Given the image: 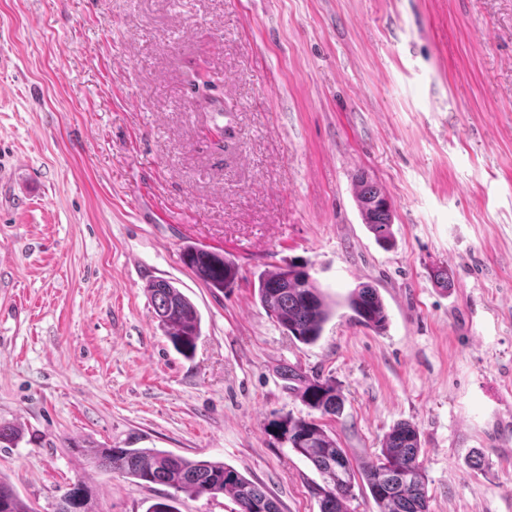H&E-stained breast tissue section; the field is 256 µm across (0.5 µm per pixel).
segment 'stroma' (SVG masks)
I'll return each instance as SVG.
<instances>
[{
    "label": "stroma",
    "instance_id": "1",
    "mask_svg": "<svg viewBox=\"0 0 512 512\" xmlns=\"http://www.w3.org/2000/svg\"><path fill=\"white\" fill-rule=\"evenodd\" d=\"M361 174L390 197V249ZM188 245L235 261L233 287ZM292 263L337 304L312 345L255 291ZM153 279L200 312L191 357ZM361 283L384 332L342 304ZM288 366L340 384L321 422L351 460L417 428L429 512H512V0H0V423L22 431L0 479L35 512L79 478L93 512H237L72 446L157 448L320 512L318 473L269 430L310 415ZM355 186L356 203L363 223L381 247L391 248L394 245L393 213L385 190L365 175L358 176ZM182 261L208 288L217 291H223L238 279L239 267L219 252L187 246Z\"/></svg>",
    "mask_w": 512,
    "mask_h": 512
}]
</instances>
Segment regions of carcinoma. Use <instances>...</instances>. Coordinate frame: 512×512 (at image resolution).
I'll return each mask as SVG.
<instances>
[{
    "instance_id": "cac0c4a2",
    "label": "carcinoma",
    "mask_w": 512,
    "mask_h": 512,
    "mask_svg": "<svg viewBox=\"0 0 512 512\" xmlns=\"http://www.w3.org/2000/svg\"><path fill=\"white\" fill-rule=\"evenodd\" d=\"M355 198L363 223L383 248L394 245L393 213L385 190L360 175ZM182 261L207 287L222 291L238 279L239 267L224 254L188 246ZM293 277L284 279L278 267L258 278L261 306L296 341L311 345L320 338L332 315L327 297L304 268L293 265ZM147 292L159 326L174 349L185 357L193 354L201 336V315L190 298L164 280L151 282ZM358 323L380 333L387 329L389 315L376 288L360 284L344 299ZM288 388L302 403L321 415L337 416L344 396L336 381L319 375L308 378L294 369L284 371ZM274 434L312 464L323 486L321 512H346L345 502L354 482L362 479L377 506V512H428L427 477L420 456V439L409 422L394 425L383 437L375 458L353 464L321 424L314 419L286 415L270 422ZM87 464L118 472L142 484H163L191 496L220 494L231 497L239 512H281L280 503L266 487L255 483L219 460H191L155 448L76 447ZM92 491L78 480L63 494L57 512H92ZM0 512H33L13 487L0 479Z\"/></svg>"
}]
</instances>
